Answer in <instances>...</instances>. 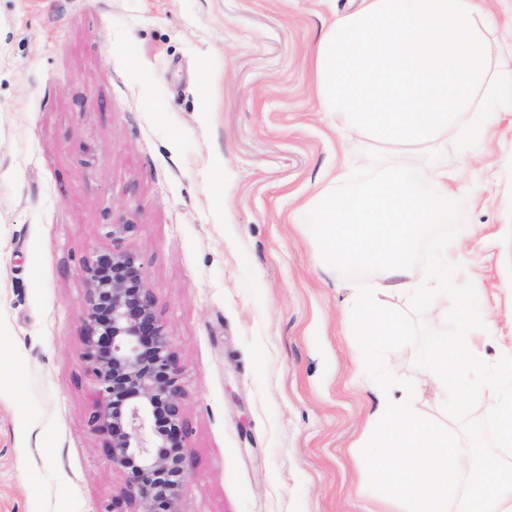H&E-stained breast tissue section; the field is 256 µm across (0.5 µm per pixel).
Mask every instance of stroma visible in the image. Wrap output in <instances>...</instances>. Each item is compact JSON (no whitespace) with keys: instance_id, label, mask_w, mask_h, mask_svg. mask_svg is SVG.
Listing matches in <instances>:
<instances>
[{"instance_id":"1","label":"stroma","mask_w":512,"mask_h":512,"mask_svg":"<svg viewBox=\"0 0 512 512\" xmlns=\"http://www.w3.org/2000/svg\"><path fill=\"white\" fill-rule=\"evenodd\" d=\"M360 0H0V512H106L125 477L88 424L83 264L137 253L182 368L179 512H380L355 443L377 405L342 322L353 282L297 204L365 165L312 49ZM461 279L512 343V114L449 151ZM133 225L112 241L109 225Z\"/></svg>"}]
</instances>
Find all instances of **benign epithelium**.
<instances>
[{
	"instance_id": "1",
	"label": "benign epithelium",
	"mask_w": 512,
	"mask_h": 512,
	"mask_svg": "<svg viewBox=\"0 0 512 512\" xmlns=\"http://www.w3.org/2000/svg\"><path fill=\"white\" fill-rule=\"evenodd\" d=\"M81 359L92 376L91 425L125 475L129 512H178L186 478L181 368L139 257L95 251L83 264Z\"/></svg>"
}]
</instances>
